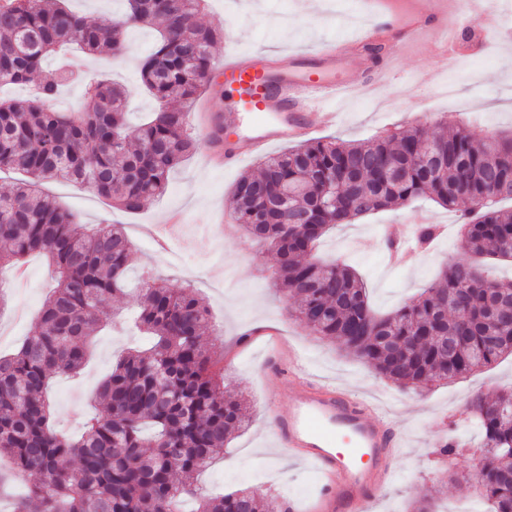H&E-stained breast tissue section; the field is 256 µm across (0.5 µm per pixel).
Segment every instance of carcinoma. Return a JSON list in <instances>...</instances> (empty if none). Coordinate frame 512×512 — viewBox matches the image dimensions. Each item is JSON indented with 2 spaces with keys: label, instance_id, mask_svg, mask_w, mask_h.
<instances>
[{
  "label": "carcinoma",
  "instance_id": "obj_1",
  "mask_svg": "<svg viewBox=\"0 0 512 512\" xmlns=\"http://www.w3.org/2000/svg\"><path fill=\"white\" fill-rule=\"evenodd\" d=\"M204 0H127L112 28L90 23L63 0H0V86L31 83L25 99L0 98V171L24 174L0 194V269L33 254L56 271L36 326L0 357V485L36 474L13 512H178L197 495L194 477L250 413L224 395L204 332L209 307L157 278L144 282L138 319L150 344L120 358L101 383L102 410L77 439L58 434L47 388L57 374L85 364L87 342L106 305L125 293L132 242L121 224L79 234L72 214L42 191L59 180L86 187L118 209L137 213L167 189L172 171L198 151L190 107L214 67L219 27L198 16ZM158 26L140 63L141 83L157 103L145 123L126 121L125 90L86 85L77 119L51 102L82 77L68 61L45 60L69 42L88 55L120 59L130 26ZM427 198L464 212V256L410 303L375 312L356 270L317 258L328 230L393 205ZM512 135L476 140L464 125L428 133L416 124L362 142L310 140L260 161L257 174L231 188L226 210L277 258L276 285L289 312L317 335L341 341L348 355L401 386L469 375L512 355V283L485 274L487 261L512 260ZM512 391L471 404L482 436L475 492L492 512H512ZM196 512H281L254 491L203 498Z\"/></svg>",
  "mask_w": 512,
  "mask_h": 512
}]
</instances>
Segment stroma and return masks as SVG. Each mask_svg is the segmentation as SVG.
Returning a JSON list of instances; mask_svg holds the SVG:
<instances>
[{
	"label": "stroma",
	"instance_id": "1",
	"mask_svg": "<svg viewBox=\"0 0 512 512\" xmlns=\"http://www.w3.org/2000/svg\"><path fill=\"white\" fill-rule=\"evenodd\" d=\"M482 2L477 23L458 36L469 67L450 73L454 96L441 94L437 83L428 78L443 43L440 29L435 28L401 56L392 80L368 97L337 103L336 124L325 129V136L363 141L416 121L430 129L438 123L453 127L465 122L479 140L512 131V84L496 78L502 51L512 44V22L506 19L512 0ZM372 14V6L358 0H205L201 20L224 28L223 39L212 49L220 60L228 49L273 55L331 40L351 41ZM156 37V29L150 26L130 29L127 38L135 54L118 68L99 56L85 60L88 77L103 75L127 88L129 121L134 125L155 109L141 87L140 62ZM258 164V159L248 158L238 168L224 171L209 166L204 152H197L171 174L165 195L137 214L124 213L81 186L58 181L44 184V192L75 215L80 230L103 222L121 224L134 246L130 289L112 302L118 315L104 313V325L91 338L80 374L58 376L51 382L49 398L57 427L79 435L83 421L99 409L101 380L121 355L144 343L145 336L135 323L137 289L160 274L171 288L191 287L211 308L212 341L222 356L225 392L244 398L251 408L249 426L236 433L223 454L196 476L202 495L258 490L280 502L295 501L299 512H305L317 491L319 477L314 469L274 446L268 435L267 399L287 397L292 390L290 380L265 367L274 347L255 330L268 324L297 350L305 370L379 404L400 431L403 447L392 460L394 475L373 503V512H415L427 501L435 502L439 512H462L469 506L488 512L487 500L472 486L450 480L449 474L467 472L479 460L481 437L469 421V405L475 397L512 389V356L453 382L403 388L347 356L339 341L310 334L299 319L287 314L285 297L271 279L275 255L254 242L224 207L240 175L257 171ZM174 210L185 215L183 237L174 242L172 251L163 252L149 230ZM423 224L441 225L442 237L427 253L390 263L386 237L406 236ZM461 224L460 211L419 199L336 226L322 239L318 253L355 265L373 307L385 313L409 303L450 261L461 257ZM26 266L29 284L15 295L14 313L0 316V355L15 352L31 335L53 282L46 258L31 256ZM448 440L459 445L458 455L449 460L439 453L442 442Z\"/></svg>",
	"mask_w": 512,
	"mask_h": 512
}]
</instances>
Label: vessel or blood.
<instances>
[{
    "label": "vessel or blood",
    "mask_w": 512,
    "mask_h": 512,
    "mask_svg": "<svg viewBox=\"0 0 512 512\" xmlns=\"http://www.w3.org/2000/svg\"><path fill=\"white\" fill-rule=\"evenodd\" d=\"M385 2L388 11L383 19L345 47L318 49L309 58L288 52L266 57L225 54L210 89L222 92L229 106L220 119L208 112L199 115L210 142L208 163L230 170L245 155H263L273 145L309 138L334 125L337 99L375 91L389 81L390 60L405 44L434 22L452 21L464 13L462 0H433L429 13L421 7L423 0ZM392 31L399 32L400 39L388 44V62L350 70L337 81L327 78V71L335 69L347 52L387 44ZM306 64L311 67L308 76L296 77V70ZM243 120L248 123L244 136L234 141L219 138L225 126ZM270 362L281 376L295 382L290 396L269 403L270 429L278 446L319 473L315 512H369L388 481L389 461L402 446L400 433L375 403L299 375L295 353H276Z\"/></svg>",
    "instance_id": "obj_1"
}]
</instances>
